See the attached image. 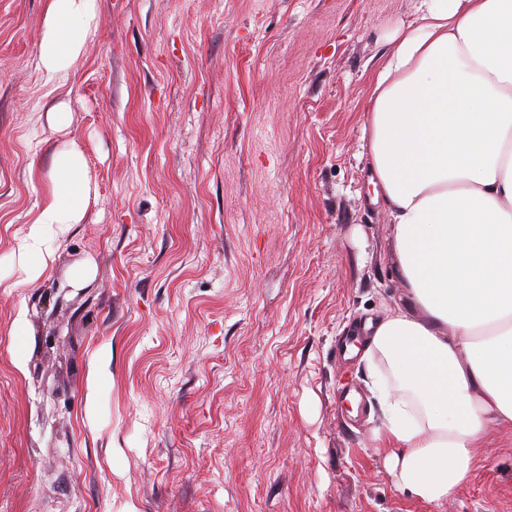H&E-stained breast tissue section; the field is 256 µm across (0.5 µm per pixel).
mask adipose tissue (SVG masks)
<instances>
[{
  "label": "adipose tissue",
  "mask_w": 512,
  "mask_h": 512,
  "mask_svg": "<svg viewBox=\"0 0 512 512\" xmlns=\"http://www.w3.org/2000/svg\"><path fill=\"white\" fill-rule=\"evenodd\" d=\"M97 29L95 0H50L47 77L69 74ZM372 202L388 208L403 306L366 321L362 358L399 491L438 506L474 464L487 423L512 429V0H420L376 70L368 106ZM33 217L28 282L57 232L81 223V152Z\"/></svg>",
  "instance_id": "ef3b65f1"
}]
</instances>
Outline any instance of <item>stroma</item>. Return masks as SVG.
I'll use <instances>...</instances> for the list:
<instances>
[{
    "label": "stroma",
    "mask_w": 512,
    "mask_h": 512,
    "mask_svg": "<svg viewBox=\"0 0 512 512\" xmlns=\"http://www.w3.org/2000/svg\"><path fill=\"white\" fill-rule=\"evenodd\" d=\"M96 3L50 80L49 0H0V512H512L493 423L448 501L399 492L346 350L405 300L363 125L418 0ZM71 147L86 218L29 283Z\"/></svg>",
    "instance_id": "35a3bbf8"
}]
</instances>
